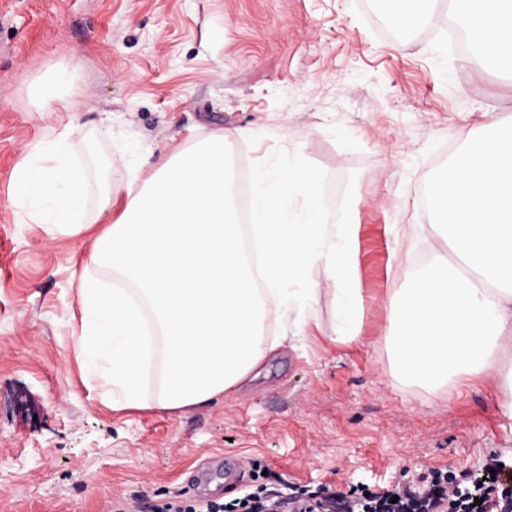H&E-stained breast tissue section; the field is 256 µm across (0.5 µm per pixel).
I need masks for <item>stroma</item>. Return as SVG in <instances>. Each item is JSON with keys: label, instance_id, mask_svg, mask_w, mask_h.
Instances as JSON below:
<instances>
[{"label": "stroma", "instance_id": "1", "mask_svg": "<svg viewBox=\"0 0 512 512\" xmlns=\"http://www.w3.org/2000/svg\"><path fill=\"white\" fill-rule=\"evenodd\" d=\"M379 0H0V512H151L240 496L251 467L295 491L358 496L421 476L470 482L486 458L512 489V416L482 376L435 393L401 383L389 296L435 253L423 197L461 133L512 119V84L476 68L444 20L393 37ZM68 83L51 111L36 85ZM223 132L250 175L303 161L319 205H352L365 315L331 341L321 302L301 340L218 402L104 405L76 345L79 239L17 217L18 159L64 139L87 176L80 222L121 213L129 168ZM111 210H104V202Z\"/></svg>", "mask_w": 512, "mask_h": 512}]
</instances>
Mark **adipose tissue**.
Returning a JSON list of instances; mask_svg holds the SVG:
<instances>
[{"instance_id": "1", "label": "adipose tissue", "mask_w": 512, "mask_h": 512, "mask_svg": "<svg viewBox=\"0 0 512 512\" xmlns=\"http://www.w3.org/2000/svg\"><path fill=\"white\" fill-rule=\"evenodd\" d=\"M395 27L419 29L440 14L466 28L474 61L512 80V0H392ZM21 223L50 237L75 236L87 179L78 168L22 156ZM223 134L169 155L146 179L123 187L122 212L97 236L85 266L120 280L105 288L80 278L83 317L77 342L98 377L104 404L142 409L148 354L158 360L155 403L166 410L207 405L255 378L276 347L265 336L278 313L301 334L304 314L329 299L331 339L360 340L364 298L357 285L356 225L329 223L317 205L318 177L302 164L263 171L250 225L229 204ZM427 235L441 236L463 271L432 261L389 298L388 344L406 382L436 390L483 375L500 378L512 415V372L500 352L512 344V123L489 116L467 134L433 183ZM301 197L294 216L284 200Z\"/></svg>"}]
</instances>
